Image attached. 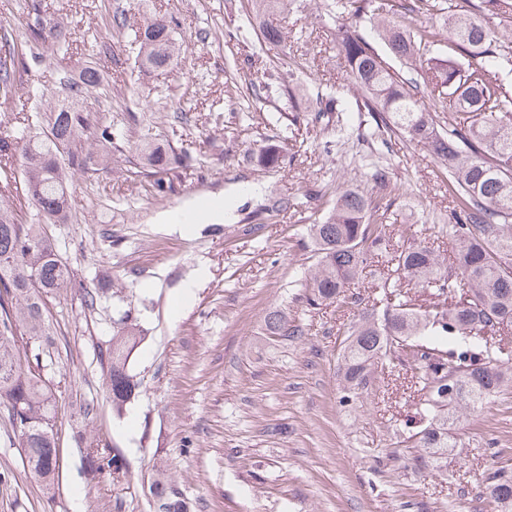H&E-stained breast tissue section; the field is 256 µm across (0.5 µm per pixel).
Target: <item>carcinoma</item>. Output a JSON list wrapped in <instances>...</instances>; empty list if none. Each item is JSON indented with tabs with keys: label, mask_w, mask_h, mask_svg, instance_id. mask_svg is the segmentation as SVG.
<instances>
[{
	"label": "carcinoma",
	"mask_w": 512,
	"mask_h": 512,
	"mask_svg": "<svg viewBox=\"0 0 512 512\" xmlns=\"http://www.w3.org/2000/svg\"><path fill=\"white\" fill-rule=\"evenodd\" d=\"M251 15L235 35L247 36L259 21L261 45L287 54L282 26L265 20L277 2L251 0ZM340 13L371 24L386 12L380 36L390 56L406 68L403 75L367 41L357 26L338 28L340 51L362 92L357 112H367L373 134L388 145L397 132L424 147L448 172V193L454 203L450 225L399 246L386 235L377 199L349 185L336 188L327 215L307 226L306 237L317 258L305 276L304 301L309 308L336 305L358 308L338 352L342 402L359 398L385 372H411L417 392L416 414L427 425L407 436L417 448L419 469L440 468L448 449L458 447L449 435L467 415L477 411L512 380V341L487 347L482 336L500 324L512 325V52L504 49V34L485 16L512 19V0H476L471 10L453 8L450 0H336ZM433 15L448 32V56H424L435 32L421 21ZM173 18L143 15L133 31L138 45L134 66L145 73L166 72L178 65ZM70 30L55 24L43 36L40 21L18 38L0 27V103L21 105L28 113L19 135L0 138V158L21 155L25 203L37 222L21 224L6 203L16 182L14 169L0 164V408L5 410L19 440L24 468L54 494L60 456L54 433L56 405L48 378L54 365L55 331L46 314V299L76 290L83 309H96L102 289L74 279L69 264L43 232L45 224H64L71 212L69 178L93 179L112 169V160L130 152V133L142 143L132 174L147 181L148 192L163 197L173 189L170 175L180 168L203 166L200 154L161 144L144 123L147 97L126 107L127 119L113 124L95 115L84 101L90 93L111 95L100 70L85 68L77 78L58 73L61 100L53 111H42L43 91L23 88L17 70L27 58L39 62L69 54ZM318 112H349L345 98L333 92L316 94ZM448 113V128L440 114ZM257 166H280L279 146L268 143L250 156ZM369 178L384 196H396L403 186L390 168L374 164ZM448 241L453 258L443 256L437 243ZM373 285L372 299L356 291L364 281ZM428 292L432 305L423 309L409 286ZM274 336L304 335L303 328L275 309L265 320ZM144 340L142 330L124 311L112 321V336L99 347V362L112 410L122 413L138 393L140 383L130 373L131 357ZM94 405L77 413L81 426L74 441L89 466L122 470L119 451L99 447L87 431ZM157 512H183L185 503L171 485L167 467H156L149 487ZM480 494L512 512V468L494 465L482 480Z\"/></svg>",
	"instance_id": "1"
}]
</instances>
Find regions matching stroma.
I'll return each instance as SVG.
<instances>
[{
  "label": "stroma",
  "mask_w": 512,
  "mask_h": 512,
  "mask_svg": "<svg viewBox=\"0 0 512 512\" xmlns=\"http://www.w3.org/2000/svg\"><path fill=\"white\" fill-rule=\"evenodd\" d=\"M335 4L292 0L287 55L245 68L262 95L245 122L248 102L226 82L224 63L249 53L228 36L247 0H149L144 10L136 0H0V23L13 30L30 23L34 6L42 21H64L74 34L64 58L17 73L22 86L43 90L44 109L57 103L58 71L75 76L94 62L112 95L88 97L91 111L121 120L119 105L141 87L151 100L154 133L207 160L204 168L182 170L164 198L146 194L123 161L93 183L74 176L73 217L48 232L76 276L105 294L90 312L69 292L46 301L58 348L51 378L63 460L59 489L47 496L24 470L0 410V512H155L148 486L161 463L190 512H499L478 491L494 458L512 461V385L460 425L462 446L439 470H414L392 456L413 417L408 380L384 375L357 401L342 402L337 354L357 311L312 310L302 302L313 263L306 227L332 207L337 185L373 193L371 160L385 157L404 186L387 212L393 242L447 223L453 206L448 174L424 148L398 136L385 148L366 130L337 133V113L314 117L318 91L353 95L338 25L327 17ZM107 11L133 24L146 11L177 17L180 66L142 75L111 65L98 53L112 40L102 21ZM201 29L209 39H198ZM297 106L308 115L295 124ZM179 112L189 121H177ZM271 138L282 148L280 169L244 162V152ZM271 196L304 205L270 213ZM201 198L223 200V215L197 210ZM189 206V232H171L163 217ZM256 223L258 233L244 234V225ZM202 266L206 278L188 303H178L182 282ZM121 282L125 290L112 292ZM274 308L300 322L304 336L267 335ZM125 310L145 340L133 361L139 392L118 416L102 388L97 354L112 333L113 314ZM83 402L96 405L92 433L120 450L126 475L92 471L75 447L72 423Z\"/></svg>",
  "instance_id": "stroma-1"
}]
</instances>
